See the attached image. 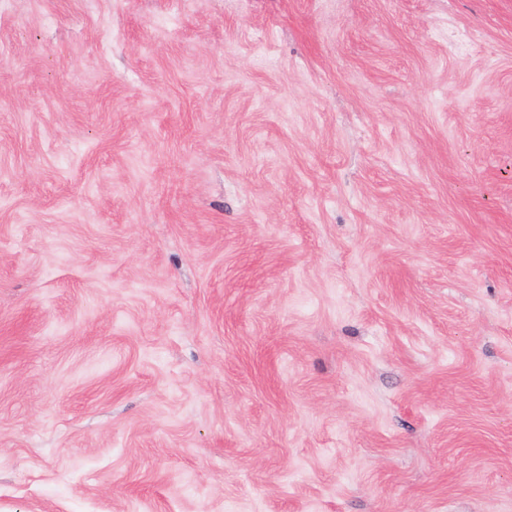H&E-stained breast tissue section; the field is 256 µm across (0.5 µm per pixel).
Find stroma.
<instances>
[{"instance_id":"1","label":"stroma","mask_w":512,"mask_h":512,"mask_svg":"<svg viewBox=\"0 0 512 512\" xmlns=\"http://www.w3.org/2000/svg\"><path fill=\"white\" fill-rule=\"evenodd\" d=\"M0 512H512V0H0Z\"/></svg>"}]
</instances>
